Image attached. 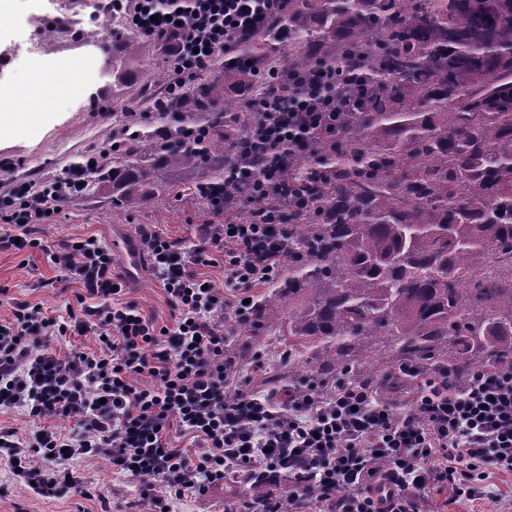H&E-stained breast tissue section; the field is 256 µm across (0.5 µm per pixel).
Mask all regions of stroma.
Masks as SVG:
<instances>
[{"label":"stroma","instance_id":"stroma-1","mask_svg":"<svg viewBox=\"0 0 512 512\" xmlns=\"http://www.w3.org/2000/svg\"><path fill=\"white\" fill-rule=\"evenodd\" d=\"M56 0H39L29 6L27 0H15L14 14L7 24L0 26V55L24 45L32 30L31 18L35 11L54 13ZM140 69L127 87L111 97L102 94L103 80L93 71H85L79 83H71L56 58L36 64L22 59L0 75V89L9 91L30 84L33 76H40L50 92L44 97L18 96L12 106L16 112L29 116L24 125L11 128L9 116L0 110V192L14 182L25 181L33 186L61 176L74 162L85 155L98 152L112 134L125 126H150L156 123L153 110L156 97L165 93L164 84L155 82L157 68L169 67V58L161 44L141 39ZM97 97V105H90V97ZM205 170L199 169L180 175L181 185L153 205L140 209L120 210L112 205L108 194L93 199L79 197L65 203L52 223L43 225L41 236L50 250L58 249L73 238L96 236L104 244H111L115 234H123L130 241H138L141 225H153L156 232L171 239L194 243L197 225L211 221L206 203L192 191L194 181L203 179ZM117 272L125 274L129 286L128 299L137 304L158 323L170 320V310L161 285L153 276L148 259H141L135 273H128L127 260L120 251H113ZM56 270L48 252H0V318L10 314L12 299L41 303L48 312L61 314L66 303L74 302L78 284H68L64 294L56 295L42 288L44 280L54 278ZM288 343L279 336L244 337L237 358L242 379L250 381L257 390H265L266 379L280 375V388H287L282 359ZM262 354L263 371L252 368L255 354ZM71 468L90 476L94 498L83 500L85 512H99L100 496H107L109 512H139L137 484L130 478L114 474L106 461L74 459ZM0 482L9 484L7 496L0 498V512H74L73 500L44 499L31 494L16 482L7 470L0 469ZM484 485L493 492V499L475 501L455 499L452 492L434 494L432 512H512V473L488 474ZM240 491L239 483L229 481L224 486L210 489L205 495H185L174 501L173 512H224V506Z\"/></svg>","mask_w":512,"mask_h":512}]
</instances>
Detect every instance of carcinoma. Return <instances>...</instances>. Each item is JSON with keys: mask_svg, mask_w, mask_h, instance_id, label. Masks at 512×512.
I'll use <instances>...</instances> for the list:
<instances>
[{"mask_svg": "<svg viewBox=\"0 0 512 512\" xmlns=\"http://www.w3.org/2000/svg\"><path fill=\"white\" fill-rule=\"evenodd\" d=\"M283 35L280 77L355 71L370 93L288 158L281 186L313 205L291 218L295 255L274 290L224 324L227 353L242 336L286 335L297 384L374 375L376 356L457 380L512 368V0H288L241 53L265 59ZM83 44L114 86L139 65L132 35ZM235 88L259 94L224 66L160 100V126L112 137L83 195L110 187L113 205L139 208L168 191L164 172L196 167L208 173L198 190L226 184L254 122ZM233 194L235 224L278 205Z\"/></svg>", "mask_w": 512, "mask_h": 512, "instance_id": "cac0c4a2", "label": "carcinoma"}]
</instances>
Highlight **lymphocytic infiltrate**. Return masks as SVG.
Instances as JSON below:
<instances>
[{
    "label": "lymphocytic infiltrate",
    "instance_id": "f902f5d3",
    "mask_svg": "<svg viewBox=\"0 0 512 512\" xmlns=\"http://www.w3.org/2000/svg\"><path fill=\"white\" fill-rule=\"evenodd\" d=\"M286 0H97L98 13L125 18L160 42L171 60L168 93L210 71L217 58L250 77L275 68L241 57L245 36L260 33ZM336 73L289 80L264 90L245 141L253 166L234 173L243 203L279 182L290 154L336 129ZM74 166L40 189L21 183L0 193V251H46L39 225L80 193ZM293 230L283 215L252 223L204 224L197 244L162 237L142 225L153 276L171 311L158 324L126 297L111 252L93 236L50 254L57 269L45 287L76 283L77 308L52 315L26 301L0 320V410L32 424L22 434L0 424V465L43 498L89 497L76 458L107 461L137 483L150 512H172L185 494H205L230 480L259 483L260 498L239 496L225 512H428L433 493L484 497L487 471L512 472V369L478 370L467 381L430 374L412 407L395 411L371 382L339 379L261 394L239 378L224 349V321L248 316L253 290L288 268ZM224 266L223 282L207 268ZM93 335L96 349L60 353L66 336ZM72 421L70 430L53 420ZM188 445L174 444V437ZM287 494H280V486Z\"/></svg>",
    "mask_w": 512,
    "mask_h": 512
}]
</instances>
